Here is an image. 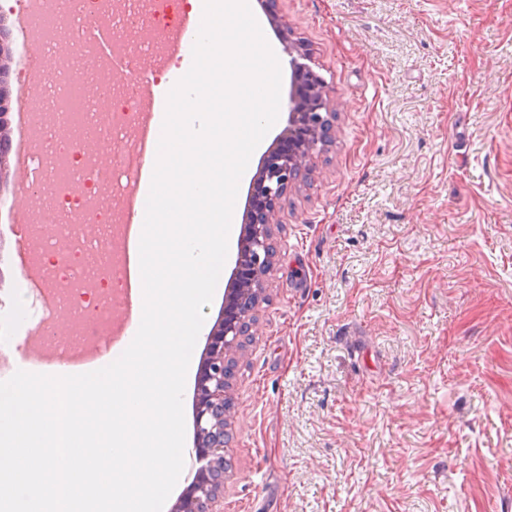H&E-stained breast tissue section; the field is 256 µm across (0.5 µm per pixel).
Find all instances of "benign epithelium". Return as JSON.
<instances>
[{
    "label": "benign epithelium",
    "instance_id": "benign-epithelium-1",
    "mask_svg": "<svg viewBox=\"0 0 512 512\" xmlns=\"http://www.w3.org/2000/svg\"><path fill=\"white\" fill-rule=\"evenodd\" d=\"M286 50L293 72L311 75V85L303 98L295 92L288 95L287 125L279 142H288L293 149L285 157L263 162L254 177L263 197L259 205L249 202L235 270L225 289L224 316L207 337L206 357L195 385L194 431L200 467L179 496L174 512H223L220 503L224 498V472L232 467L224 457V418L232 409L228 371L235 369L241 339L250 335L251 312L259 302L264 278L271 268V240L273 227L279 223V201L288 186L310 179L314 151L332 138L327 86L302 62L306 54L301 48L290 43ZM10 109V86L0 75V172L8 167L4 117Z\"/></svg>",
    "mask_w": 512,
    "mask_h": 512
}]
</instances>
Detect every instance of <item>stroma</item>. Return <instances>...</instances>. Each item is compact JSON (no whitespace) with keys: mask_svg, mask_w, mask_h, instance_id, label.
<instances>
[{"mask_svg":"<svg viewBox=\"0 0 512 512\" xmlns=\"http://www.w3.org/2000/svg\"><path fill=\"white\" fill-rule=\"evenodd\" d=\"M250 2L307 49L334 136L279 203L224 512H512V0ZM13 250L0 336L46 310Z\"/></svg>","mask_w":512,"mask_h":512,"instance_id":"obj_1","label":"stroma"}]
</instances>
